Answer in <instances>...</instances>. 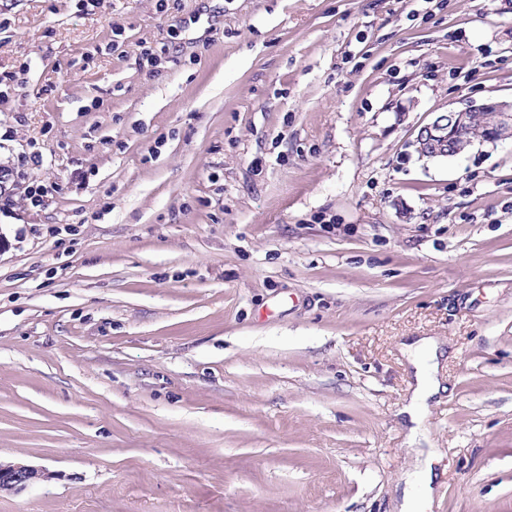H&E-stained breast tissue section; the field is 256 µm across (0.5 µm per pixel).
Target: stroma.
<instances>
[{
  "instance_id": "stroma-1",
  "label": "stroma",
  "mask_w": 512,
  "mask_h": 512,
  "mask_svg": "<svg viewBox=\"0 0 512 512\" xmlns=\"http://www.w3.org/2000/svg\"><path fill=\"white\" fill-rule=\"evenodd\" d=\"M0 77V462L49 474L0 512H399L419 446L430 512H512V141L416 144L512 101V0H0ZM484 122V135L478 140L470 133L477 123ZM419 140L428 145L429 157H456L467 151L475 141L495 144L512 140V103L486 100L471 103L461 110H449L432 123L422 127ZM440 344L433 339H423L415 346L407 348V352L415 367L417 388L411 403L404 411L409 414L410 421L417 425L420 418V408L425 401L441 390L437 374L439 369L438 357Z\"/></svg>"
}]
</instances>
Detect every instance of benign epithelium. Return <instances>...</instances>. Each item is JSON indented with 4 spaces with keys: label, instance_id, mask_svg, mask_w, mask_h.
I'll return each instance as SVG.
<instances>
[{
    "label": "benign epithelium",
    "instance_id": "1",
    "mask_svg": "<svg viewBox=\"0 0 512 512\" xmlns=\"http://www.w3.org/2000/svg\"><path fill=\"white\" fill-rule=\"evenodd\" d=\"M484 123L485 131L479 142L495 144L512 140V103L486 100L471 103L461 110H450L422 127L419 140L428 145L430 157H456L474 143L470 133L478 123ZM44 477V471L15 462H0V492L21 491L30 483Z\"/></svg>",
    "mask_w": 512,
    "mask_h": 512
}]
</instances>
